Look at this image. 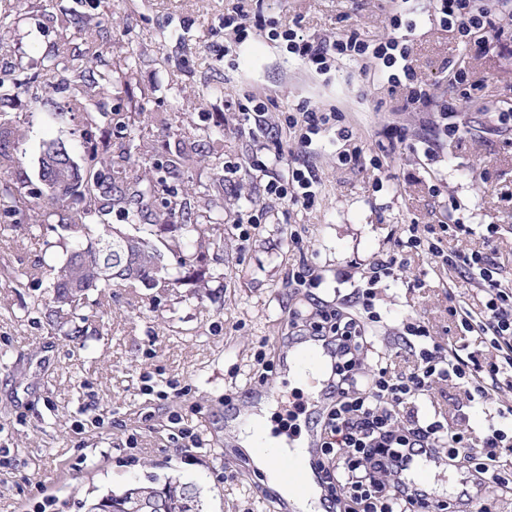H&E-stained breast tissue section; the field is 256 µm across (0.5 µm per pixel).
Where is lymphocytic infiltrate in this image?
<instances>
[{"label":"lymphocytic infiltrate","mask_w":512,"mask_h":512,"mask_svg":"<svg viewBox=\"0 0 512 512\" xmlns=\"http://www.w3.org/2000/svg\"><path fill=\"white\" fill-rule=\"evenodd\" d=\"M443 26L466 37L482 30L498 38L505 28L494 15L480 8L477 0H440ZM392 33L376 44L350 32L335 39H311L297 30L271 25V40L285 41L291 55L315 71H329L340 59L372 55L382 79L404 93L403 107L419 112L430 109V93L419 80L410 60V49L401 37L402 12L389 18ZM342 115L299 102L284 116L285 128L298 131L303 146H311L315 136L332 131L337 140H349L351 133L341 125ZM320 186L317 168L302 162L289 167L287 174H273L267 183L270 193L291 203L310 207ZM405 248L442 259L449 268L463 273L483 294L480 310L461 301L448 307L462 330L489 342L495 355L482 362L460 346H444L435 341L424 321L415 318L403 325L397 349L412 368L394 373L388 362L365 370L363 322L338 308L318 311L310 324L313 335L327 339L333 348L334 365L329 391L334 397L325 421L321 445L324 463L323 484L329 506L326 512H345L346 501L360 504L362 512H461L455 502L437 497L430 489L413 485L407 475L421 456L446 454L451 465L466 463L477 485L512 483V473L492 466L499 449L512 447L505 430L490 428L480 440L468 429H448L442 421L427 422L415 417L400 418V406L412 403L439 381H453L470 400L486 401L493 394L512 390V286L499 277L490 257L489 245H466L448 252L436 231L426 235L410 233Z\"/></svg>","instance_id":"1"}]
</instances>
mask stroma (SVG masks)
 Instances as JSON below:
<instances>
[{"label": "stroma", "instance_id": "1", "mask_svg": "<svg viewBox=\"0 0 512 512\" xmlns=\"http://www.w3.org/2000/svg\"><path fill=\"white\" fill-rule=\"evenodd\" d=\"M399 7L413 23L411 58L436 105L431 112L401 111V96L389 94L369 59H344L320 74L266 31L254 28L242 39L224 26L242 8L306 36L354 31L373 43L389 35L388 17ZM438 8V0H0V42L8 47L0 67L14 70L22 85L18 97L0 101V125L23 132L9 143L18 159L4 176L11 187L41 189L48 143L83 155L84 111L71 104L64 70L52 66L55 18L65 11L91 25L73 47L90 38L106 46L107 58L133 61L132 76L113 71L111 86L88 109L140 115L136 134L148 151L129 159L122 132H113L114 167L147 182L181 141L224 134L223 146L199 156L179 180L195 211L224 213L219 238L203 249L202 291L140 285L91 295L71 313L83 331L75 343L49 325L48 290L29 276L39 264L64 261L59 230L0 235V512H38L43 504L47 512H87L108 491L175 476L199 489L203 512H278L265 474L225 446L224 423L252 410L245 390L277 383L272 426L307 435L304 420L288 418L317 396L284 379L289 312L327 305L360 314L355 298L366 272L396 251L412 224H466L472 244L491 236L493 260L512 282V126L496 121L512 110V39L489 40L479 31L463 42L441 25ZM456 68L480 90L467 94L452 75ZM246 92L265 100L272 125L302 100L342 110L352 136L312 149L321 187L311 208L269 194L266 173L251 168L256 151L277 143L291 162L296 138L285 131L279 141L260 142L244 133L234 103ZM448 101L457 104L456 138L444 135L438 112ZM58 112L65 121L55 120ZM394 125L407 128L408 140L390 151L386 132ZM340 148L360 150L365 163L340 165ZM375 155L381 167L370 164ZM228 160L239 172L225 173ZM251 220L255 230L241 238ZM303 264L314 283L297 288L291 276ZM374 293L382 320L372 329L365 369L390 354L412 316L441 344L463 339L476 356L487 354L448 312L449 297L478 308L482 294L430 256L409 255L401 279L380 282ZM413 413L476 437L501 424L495 405L468 401L449 382L434 384ZM184 429L200 447L179 442Z\"/></svg>", "mask_w": 512, "mask_h": 512}]
</instances>
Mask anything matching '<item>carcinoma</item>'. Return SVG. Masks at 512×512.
<instances>
[{"instance_id":"obj_1","label":"carcinoma","mask_w":512,"mask_h":512,"mask_svg":"<svg viewBox=\"0 0 512 512\" xmlns=\"http://www.w3.org/2000/svg\"><path fill=\"white\" fill-rule=\"evenodd\" d=\"M58 26L63 43L60 55L67 54L70 38L83 31L85 22L64 13ZM103 53L87 49L77 60L66 59L64 69L71 72L68 82L73 105L85 111L89 125L112 129V113L90 112L88 102L99 96L112 84V70H97ZM20 83L9 73H0V100L15 95ZM15 132L0 127V171L16 164V158L6 146ZM112 149L105 140L92 146L81 160L61 144H50L43 153L41 181H57L55 168L61 166L65 182L47 192L48 204L35 203L28 207L26 221L29 231L43 224L58 221V227L68 233L70 246L67 257L59 267L41 266L33 276L49 284L54 307L48 310L50 324L63 327L69 323V309L88 295L102 294L106 289L127 287L134 283H156L154 269L161 267V276L167 288L205 281L204 252L196 256H182L183 240L192 236L205 244L206 229L201 215L192 211L175 179L190 162V156L179 149L165 163L159 165L163 175L156 181L142 184L130 181L122 172L112 169V163L100 157ZM20 198L12 187L0 188V234L15 231L10 222L18 212ZM117 210L126 223L134 226L135 234L128 237L131 253L137 258L133 268L112 273V255L102 252L100 245L114 240V227L103 223V217ZM179 256L177 267L171 268L165 255ZM138 498L153 505V512H203L199 492L195 486L169 477L158 483L133 484L121 491H110L91 503L88 512H127L126 502Z\"/></svg>"}]
</instances>
